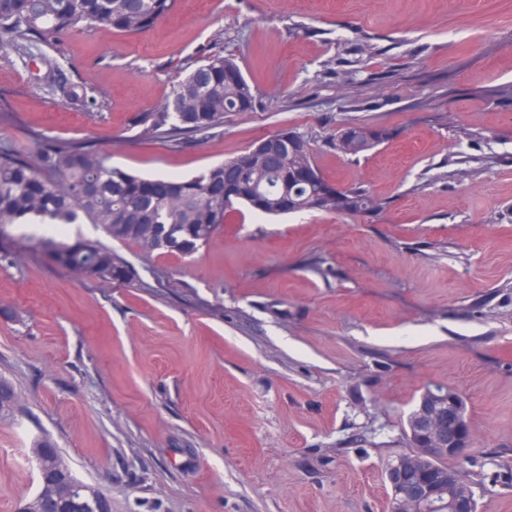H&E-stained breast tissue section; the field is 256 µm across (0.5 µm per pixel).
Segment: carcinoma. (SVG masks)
<instances>
[{"mask_svg": "<svg viewBox=\"0 0 512 512\" xmlns=\"http://www.w3.org/2000/svg\"><path fill=\"white\" fill-rule=\"evenodd\" d=\"M177 0H0V48L8 44L26 55L34 41L53 46L66 33L95 25L135 35L152 29L170 15ZM260 101L235 59L219 52L192 68L172 87L171 98L138 119L140 137L180 142L178 136L204 135L224 125L231 112H253ZM363 138L345 155L368 152L390 136L378 126L357 124ZM270 150L250 145L199 176L141 177L112 165V156L90 142L34 137L35 147L23 154L0 148V262L33 249L81 280L124 282L127 261L99 240L62 239L66 224H95L110 239L137 245L145 254L190 256L219 230L237 205L255 216H281L304 211L361 215L382 210L383 202L367 191L334 193L318 168L309 141L288 129ZM305 164L311 179L286 176V166ZM51 224L57 233L39 238L6 237L9 226ZM17 405L14 389L0 380V419ZM43 436L30 448L39 474L35 493L20 501L18 512H44L55 500L58 512H97L105 494L79 480L68 460Z\"/></svg>", "mask_w": 512, "mask_h": 512, "instance_id": "carcinoma-1", "label": "carcinoma"}]
</instances>
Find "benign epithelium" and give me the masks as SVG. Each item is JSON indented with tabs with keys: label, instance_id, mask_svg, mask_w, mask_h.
Returning <instances> with one entry per match:
<instances>
[{
	"label": "benign epithelium",
	"instance_id": "1",
	"mask_svg": "<svg viewBox=\"0 0 512 512\" xmlns=\"http://www.w3.org/2000/svg\"><path fill=\"white\" fill-rule=\"evenodd\" d=\"M448 404L436 399L420 401L409 423L410 436L423 446L412 461L396 463L386 471V481L394 502V512H421V506L435 493L440 476L431 468L430 461L440 453L457 458L465 455L473 444L474 429L467 418L457 392L450 388L443 393ZM451 512H473V493H465L449 502Z\"/></svg>",
	"mask_w": 512,
	"mask_h": 512
}]
</instances>
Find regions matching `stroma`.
<instances>
[{
  "instance_id": "1",
  "label": "stroma",
  "mask_w": 512,
  "mask_h": 512,
  "mask_svg": "<svg viewBox=\"0 0 512 512\" xmlns=\"http://www.w3.org/2000/svg\"><path fill=\"white\" fill-rule=\"evenodd\" d=\"M254 112L178 148L141 113L208 53ZM512 0H178L153 29L0 50V144L85 140L146 175L200 174L287 128L377 214L230 213L197 254L113 243L134 276L82 282L41 253L0 264V512L49 436L112 512H388L385 472L426 386L474 428L465 473L512 512ZM351 123L391 130L357 156ZM175 280L168 288L162 276Z\"/></svg>"
}]
</instances>
